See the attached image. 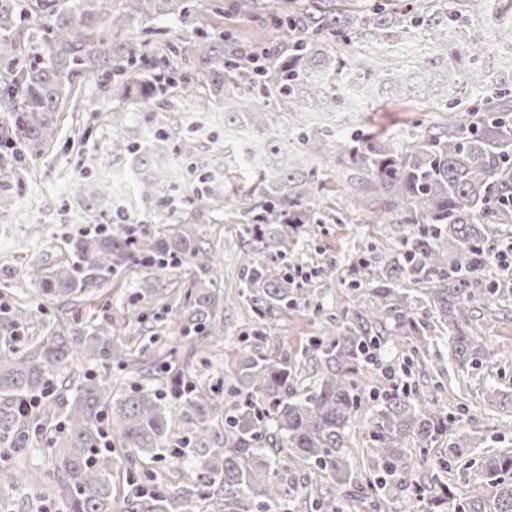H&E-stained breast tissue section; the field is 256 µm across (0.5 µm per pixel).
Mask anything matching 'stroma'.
<instances>
[{
  "label": "stroma",
  "mask_w": 512,
  "mask_h": 512,
  "mask_svg": "<svg viewBox=\"0 0 512 512\" xmlns=\"http://www.w3.org/2000/svg\"><path fill=\"white\" fill-rule=\"evenodd\" d=\"M228 0H216L213 9L194 11L185 21L162 22L153 38L149 58L164 66L167 42L202 27L213 32L232 29L250 40L264 38L267 29L254 17L227 9ZM431 12L460 13L448 33L427 25L363 30L349 45L340 47L345 60L342 83L361 87L360 102L323 114V124L338 135L360 133L391 137L400 144L413 142L426 129L453 126L469 117L472 99L492 94L501 85H512V0H431ZM490 38L493 50L481 58L482 86L465 83L472 65L462 53L472 38ZM390 54L395 62L391 81L378 85L353 65L354 58ZM437 59L431 74L420 75L423 61ZM77 97L76 117L63 116L54 139L42 152L27 159L29 176L19 190L17 204L0 210V302L13 303L15 289L25 295L36 292L41 273L63 257L66 239L83 234L98 223L96 212L87 210L84 195L97 186V168L106 166L111 179H122L123 192L116 201L128 216L152 225L164 234L189 226L195 240L221 260L218 282L220 305L215 322L224 338L208 353H199L206 340L180 332L178 318L185 305L190 279L186 265L169 266L160 276V293L142 294L140 285L151 279L148 268L133 265L113 276L99 296L83 295L67 314L58 311V300L40 301L29 319L24 339L41 336L45 323L62 320L64 326L86 328L103 319V305L112 308V344L129 352L131 359L148 365L151 383L166 388L172 377L194 376L205 390L231 374L241 349L259 346L265 353H282L308 366L306 345L321 335L326 320L355 308L363 295L356 286L353 267L362 258L388 262L404 249L405 239L420 234L415 224L397 223L394 214L373 222L357 207L344 189L347 173L337 170L320 193L338 218L335 224H247L224 214L223 203L197 210L187 200L202 177H224V106L207 99L206 111L195 109L193 100L157 94L147 105L112 100L98 76L80 72L73 79ZM457 99L454 108L445 102ZM161 123L177 174L163 196L142 197L131 178L132 156L112 149L116 126ZM277 240L278 264L285 272L305 271L304 287L312 291L310 305L283 310L259 319L248 295L243 294L241 253L254 245L257 236ZM470 326L481 336L489 358L482 367L449 366L442 389L441 407L456 411L467 405L472 417L458 425L481 449L512 451V413L490 406L483 390L490 382L512 384V295L499 300H478L471 306ZM261 341H253L254 331Z\"/></svg>",
  "instance_id": "stroma-1"
}]
</instances>
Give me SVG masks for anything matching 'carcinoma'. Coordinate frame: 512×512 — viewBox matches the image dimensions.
Segmentation results:
<instances>
[{
  "instance_id": "1",
  "label": "carcinoma",
  "mask_w": 512,
  "mask_h": 512,
  "mask_svg": "<svg viewBox=\"0 0 512 512\" xmlns=\"http://www.w3.org/2000/svg\"><path fill=\"white\" fill-rule=\"evenodd\" d=\"M338 0H231L237 14L262 17L275 34L271 46L244 44L231 30L195 31L179 40L157 83L148 63L143 22L186 17L210 0H0V165L24 173L22 150L54 136L57 119L83 69L101 77L114 100L136 90L146 101L170 90L189 94L200 82L224 102L244 138L224 144V158L251 183L253 203L240 217L261 224H330L333 209L317 193L336 167L354 171L348 189L373 193L402 224H419L402 258L384 265L361 261L368 270L364 298L323 336L309 342L316 360L311 387H298V364L286 354L242 350L228 385L238 396L224 404L223 390L200 391L183 377L167 391L133 382L112 397V382L88 372L72 373L73 393L61 398L62 371L79 361L112 360V315L105 325L63 334L49 326L27 349L0 347V506L31 480L21 467L29 440L58 420L51 440L54 469L38 477L48 500L63 512H199L203 501L221 512H281L292 501L286 478L299 462L330 479L311 512H343L342 502L358 472L349 459L350 432L366 416L370 456L363 487L375 512L393 491L410 489L425 512H512V452L488 453L466 439L446 448L436 444L468 413L439 407L435 396L404 380L409 366L378 363L377 350L401 340L411 357L430 354L448 333L449 355L459 368L487 360L483 340L469 330L472 285L483 281L487 255L498 241V225L512 224V90H501L470 107L473 120L438 132L427 131L407 147L392 139L359 133L336 137L333 129L310 126L298 112L317 86L323 99L313 105L339 106L337 75L345 60L336 44L355 29L401 23L400 10L377 4L366 14L337 8ZM428 0H411L407 20L446 30L456 13L429 14ZM368 76L386 71L389 57L358 58ZM167 137L144 126L138 141L120 133L112 149L132 154L141 194L164 188L165 177L150 170L167 153ZM274 242L243 252L244 288L260 318L310 294L279 272ZM69 255L39 277L37 294L59 299L88 294L130 265L160 273L170 262L192 271L184 323L208 336L220 335L211 320L219 304L221 272L214 256L196 245L192 229L172 239L147 224L87 232L70 243ZM418 285L416 294L403 287ZM428 310L419 312L415 302ZM32 309L19 302L0 306V341L21 335ZM487 399L512 411V390L490 384ZM224 417V442L214 440L213 421ZM179 417L187 433L174 440L170 421ZM117 433L130 453L112 449ZM171 454L194 476L169 486L148 475L149 484L131 486L122 501L112 496L114 469L136 458L153 461ZM423 470L410 480V470ZM475 471L468 494H454L448 474Z\"/></svg>"
}]
</instances>
